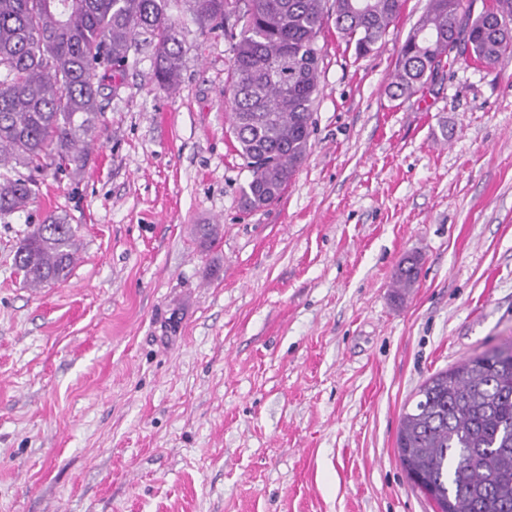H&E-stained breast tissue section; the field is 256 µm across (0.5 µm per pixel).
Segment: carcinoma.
Here are the masks:
<instances>
[{
  "instance_id": "cac0c4a2",
  "label": "carcinoma",
  "mask_w": 512,
  "mask_h": 512,
  "mask_svg": "<svg viewBox=\"0 0 512 512\" xmlns=\"http://www.w3.org/2000/svg\"><path fill=\"white\" fill-rule=\"evenodd\" d=\"M173 0H0V215L35 195L32 174H78L102 112L105 77L139 37L154 44L155 78L178 86L183 68ZM199 28L228 22L236 0H188ZM402 0H253L232 52L226 93L234 148L251 177L244 206L277 200L310 149L318 93V34L326 14L355 54H370L399 17ZM454 51L487 66L512 59V0L471 16L470 0H428L397 59L389 95L405 99L435 78ZM76 229L49 215L22 239L14 265L40 288L64 281ZM408 256L396 287H414ZM401 416L396 444L410 478L438 512H512V347L496 348L429 376Z\"/></svg>"
}]
</instances>
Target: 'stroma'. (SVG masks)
<instances>
[{"label": "stroma", "instance_id": "obj_1", "mask_svg": "<svg viewBox=\"0 0 512 512\" xmlns=\"http://www.w3.org/2000/svg\"><path fill=\"white\" fill-rule=\"evenodd\" d=\"M427 4L362 57L325 21L311 149L253 212L223 28L173 10V90L130 53L83 172L0 216V512H434L396 434L428 376L512 346V61L390 99ZM51 214L79 250L33 288L13 255ZM419 275L418 260L416 257H405L395 272L396 288L408 290L413 288Z\"/></svg>", "mask_w": 512, "mask_h": 512}]
</instances>
